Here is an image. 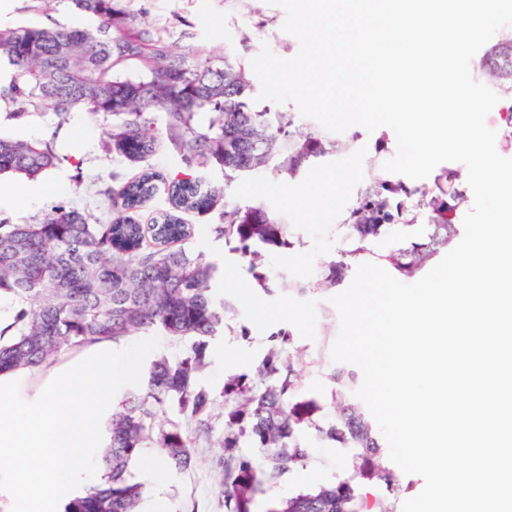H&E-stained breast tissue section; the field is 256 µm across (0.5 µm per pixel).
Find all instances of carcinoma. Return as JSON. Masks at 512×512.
<instances>
[{"instance_id":"carcinoma-1","label":"carcinoma","mask_w":512,"mask_h":512,"mask_svg":"<svg viewBox=\"0 0 512 512\" xmlns=\"http://www.w3.org/2000/svg\"><path fill=\"white\" fill-rule=\"evenodd\" d=\"M84 17L82 25L17 23L0 30V101L18 118L47 109L59 123L85 110L108 125L110 152L130 163L154 154L160 144L179 156L182 169L168 177L143 171L109 196L116 216L91 224L78 209L56 206L35 224L0 219V375L36 368L59 353L90 343L119 344L159 332L185 345L178 356L150 361L141 386L126 394L112 414L100 452L103 478L64 506V512H138L142 485L132 463L145 448H158L166 467L194 466V448L214 432L217 397L224 428L215 467L226 512H250L256 494L293 466L305 462L311 432L320 441L356 448L348 475L283 499L272 512H392L373 491L395 500L401 492L394 469L375 460L382 442L374 418L355 396L361 370L349 363L332 369L334 415L318 416L313 400L298 399L301 382L294 359L304 349L280 329L255 374H231L220 395L200 382L208 366L210 341L224 332L232 299L214 288L216 264L189 247L194 225L170 212L151 224L133 213L160 189L180 212L224 208V223L212 225L214 238L248 262V273L270 291L264 257L295 247L285 215L260 202L225 206L234 182L255 173L297 178L338 153L344 143L291 112L258 107L255 87L244 67L223 57L192 58L185 32L173 39L130 30L113 36L114 0H68ZM143 70L137 78L117 74L125 63ZM480 70L512 89V36L484 53ZM59 162L52 146L0 136V175L36 180ZM448 171L436 187H409L401 181L366 185L344 219L350 248L324 264L322 283L334 288L369 254L368 243L389 227L428 219L422 242L398 247L377 259L400 280H412L445 256L460 236L454 222L463 193L445 189ZM249 437L260 460L242 451Z\"/></svg>"}]
</instances>
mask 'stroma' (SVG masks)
<instances>
[{
    "mask_svg": "<svg viewBox=\"0 0 512 512\" xmlns=\"http://www.w3.org/2000/svg\"><path fill=\"white\" fill-rule=\"evenodd\" d=\"M116 7L122 16L136 18L142 29L153 33L177 37L191 31L187 44L196 56H225L247 67L265 44L283 59L293 58L299 51L298 40L283 29L284 10L268 0H117ZM79 21V15L66 0H58L49 12L42 0H6L5 7L0 8V27L18 22L69 26ZM471 75L499 96L486 123L497 133L495 146L500 155L512 158V125L504 120L506 109L512 106V91L479 70H472ZM107 129L102 118L86 112L74 113L62 124L46 109L15 119L9 107L1 104L0 133L50 143L60 161L34 181L0 177L1 185L15 191L10 201L0 203V218L13 224H33L53 206L64 204L83 211L90 223H108L109 194L134 177L138 169L108 151ZM341 137L347 147L323 167L322 181L310 177L288 180L258 173L235 182L228 190V204L257 200L269 210L286 213L303 244L266 259L281 285L280 291L268 295L255 288L246 296L239 289L225 287L224 293L234 298L235 308L226 315L223 336L210 347L209 365L201 377L212 390L221 391L226 375L253 373L270 345V335L282 328L292 332L297 345L307 349L309 356L318 352L323 358H330L340 331V317L330 302L335 289L321 285L322 265L336 258L343 248L336 236L337 224L355 204L359 191L376 181L383 163L397 151L395 134L386 135L379 129L370 133L349 128ZM341 174L347 175L348 182L339 190L334 207L311 204V197L322 188L333 187ZM292 196L308 197L309 202L301 207L289 205ZM294 285L306 287V294H288V287ZM261 306L274 308V315L258 317ZM96 350V345L88 344L60 354L39 368L17 371L13 378L20 383L22 397L35 400L49 381ZM309 356L294 364L302 383L301 395L329 406L333 385ZM304 441L310 449L308 460L257 494L252 512H272L282 499L340 480L351 449L318 441L311 435L305 436ZM217 453L215 443H201L196 450V466L177 472L163 465L158 449H146L139 464L132 467L135 481L143 486V505L160 499L168 512H224L217 473L210 464ZM145 463L151 465V473L142 471Z\"/></svg>",
    "mask_w": 512,
    "mask_h": 512,
    "instance_id": "1",
    "label": "stroma"
}]
</instances>
